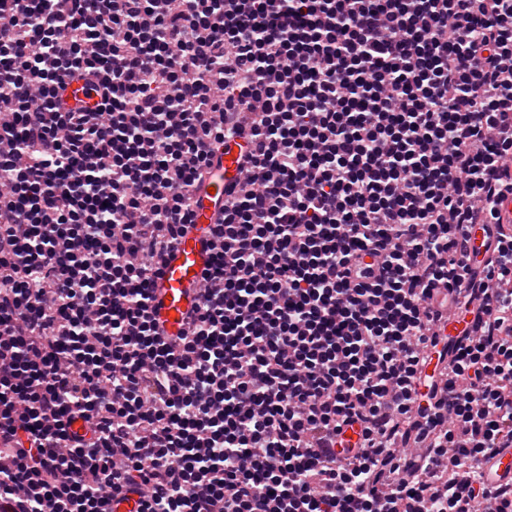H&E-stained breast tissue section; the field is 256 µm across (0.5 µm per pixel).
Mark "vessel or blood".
I'll return each instance as SVG.
<instances>
[{"label": "vessel or blood", "instance_id": "1", "mask_svg": "<svg viewBox=\"0 0 512 512\" xmlns=\"http://www.w3.org/2000/svg\"><path fill=\"white\" fill-rule=\"evenodd\" d=\"M243 143L238 139L225 141L215 153L213 166L203 185L192 199L195 222L200 227L214 223L224 205V192L235 184ZM485 225L475 224L467 231V252L470 257L483 258L487 249ZM210 240L199 230L184 236L168 254L160 278L154 284V306L160 322L169 335L182 330L184 316L196 303L198 281L211 261ZM489 485L512 483V448L503 449L482 464Z\"/></svg>", "mask_w": 512, "mask_h": 512}]
</instances>
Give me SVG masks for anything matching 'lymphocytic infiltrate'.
Listing matches in <instances>:
<instances>
[{
  "label": "lymphocytic infiltrate",
  "mask_w": 512,
  "mask_h": 512,
  "mask_svg": "<svg viewBox=\"0 0 512 512\" xmlns=\"http://www.w3.org/2000/svg\"><path fill=\"white\" fill-rule=\"evenodd\" d=\"M0 183L7 512H512V0H0ZM242 146L243 142L239 139L226 140L224 146L215 152L211 172L192 199V210L199 227L213 224L224 206V191L235 184L238 177ZM210 187H214L215 194H210ZM485 224H473L467 231V252L471 258L482 259L486 255L487 232ZM211 257L210 240L200 233L187 234L168 254L161 276L155 280L154 306L169 335L182 331L184 316L196 303L195 289ZM486 482L495 486L500 483H512V448H504L495 457L482 463Z\"/></svg>",
  "instance_id": "lymphocytic-infiltrate-1"
}]
</instances>
